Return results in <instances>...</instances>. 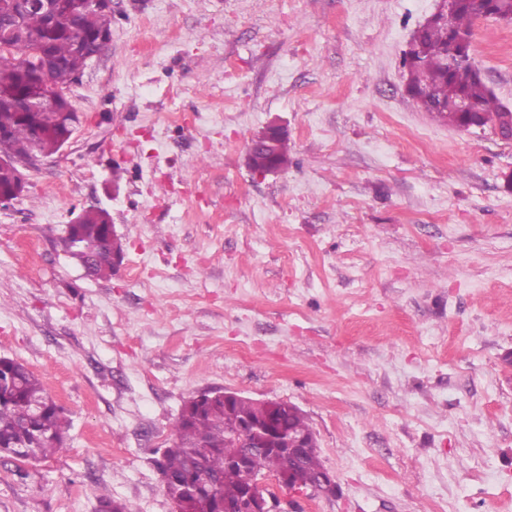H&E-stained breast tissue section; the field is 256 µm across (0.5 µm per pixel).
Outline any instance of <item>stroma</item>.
Segmentation results:
<instances>
[{"mask_svg":"<svg viewBox=\"0 0 512 512\" xmlns=\"http://www.w3.org/2000/svg\"><path fill=\"white\" fill-rule=\"evenodd\" d=\"M438 0H112L79 122L0 205V356L70 422L0 455V512H173L154 460L186 400L298 406L336 477L284 512H512V144L434 120L403 59ZM512 109V24L473 27ZM287 170L254 175L270 122ZM96 203L125 254L64 250ZM285 134L286 133L284 129L277 122H270L265 127V129L252 140L248 151V161L249 157L255 151L264 149L267 145L271 143V141L282 138ZM270 156H275L278 161V164L283 169L288 168V164L290 163V156L287 136L283 137L278 142H276V146L268 148L264 152L256 153L252 158V163L248 164L251 171L254 173L263 172L269 161Z\"/></svg>","mask_w":512,"mask_h":512,"instance_id":"35a3bbf8","label":"stroma"}]
</instances>
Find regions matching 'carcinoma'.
Masks as SVG:
<instances>
[{
  "mask_svg": "<svg viewBox=\"0 0 512 512\" xmlns=\"http://www.w3.org/2000/svg\"><path fill=\"white\" fill-rule=\"evenodd\" d=\"M65 11L59 27L47 30L39 14L30 15L25 26L30 35L47 40L50 53L46 71L38 76L22 64H0V129L11 133L12 147L17 154L27 152L34 139H39L47 152L57 148L59 138L67 131L58 109L35 111L27 118L19 116V97L36 94L43 83L64 89L74 77L83 72L88 57L99 49L96 38L112 31V13L94 9L87 0H63ZM512 11V0H455L451 8L452 24L441 21L427 23L417 31L419 50L410 51L403 66L407 70V89L414 105L432 114L438 120L461 125L456 108H433L421 95L430 90L433 98L448 103V98L460 94L474 109L481 126H496L502 120L503 106L487 88L469 58L451 65L461 50L448 32L453 28L460 37L472 35L474 23L501 11ZM286 169L290 163L288 138L276 146L255 154L249 168L262 172L270 157ZM108 214L102 210H88L81 214V223L72 226L87 250L77 255L87 271L96 279L112 276V254H122L120 238H108ZM267 408L250 400H239L224 407V400H211L202 408L186 404L176 419L173 436L176 445L160 449L156 464L162 476L165 491L178 512H220L224 502L237 498L244 480L243 471L225 459L239 455L232 439L225 431V419L233 415L241 420L258 419ZM282 423L298 433L312 434L306 417L298 408L276 406ZM68 420L62 408L48 395L39 378L23 363L14 359L0 360V452L20 449L31 462L46 460L66 450L65 434ZM270 450L258 452L247 459L249 469L257 473L278 475L289 469L290 460L271 451L273 441H267ZM196 478L215 477L218 485L214 496L194 498L182 489L189 469ZM325 471L317 445L303 450L297 463L296 475L304 483H315Z\"/></svg>",
  "mask_w": 512,
  "mask_h": 512,
  "instance_id": "1",
  "label": "carcinoma"
}]
</instances>
